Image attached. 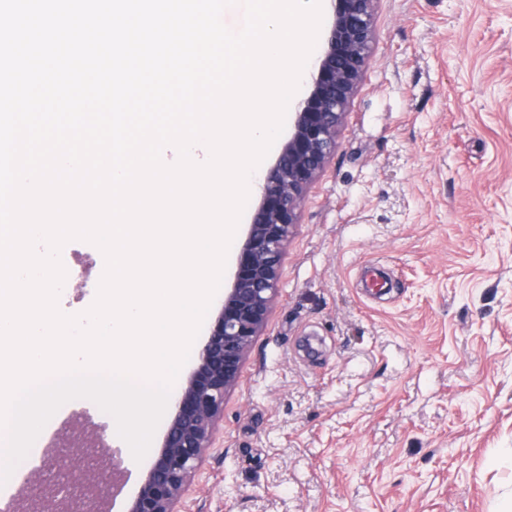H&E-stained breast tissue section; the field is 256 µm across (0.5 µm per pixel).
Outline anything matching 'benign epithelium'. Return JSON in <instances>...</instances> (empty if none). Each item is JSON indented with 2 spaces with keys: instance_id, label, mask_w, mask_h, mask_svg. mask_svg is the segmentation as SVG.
I'll return each mask as SVG.
<instances>
[{
  "instance_id": "benign-epithelium-1",
  "label": "benign epithelium",
  "mask_w": 512,
  "mask_h": 512,
  "mask_svg": "<svg viewBox=\"0 0 512 512\" xmlns=\"http://www.w3.org/2000/svg\"><path fill=\"white\" fill-rule=\"evenodd\" d=\"M323 50L296 102L292 127L257 186V203L236 256L224 302L196 349V363L172 400L164 435L127 512H178L187 483L211 448L224 397L237 384L276 299L288 239L304 197L336 154L337 135L358 88L373 37L376 0H330ZM100 489L107 474L71 473Z\"/></svg>"
}]
</instances>
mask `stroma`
I'll return each mask as SVG.
<instances>
[{
    "instance_id": "35a3bbf8",
    "label": "stroma",
    "mask_w": 512,
    "mask_h": 512,
    "mask_svg": "<svg viewBox=\"0 0 512 512\" xmlns=\"http://www.w3.org/2000/svg\"><path fill=\"white\" fill-rule=\"evenodd\" d=\"M102 252L61 250L68 315ZM386 285L373 287L369 263ZM61 406L54 433L104 426ZM512 0H377L336 154L183 512H500L512 493ZM46 447L34 496L56 493Z\"/></svg>"
}]
</instances>
